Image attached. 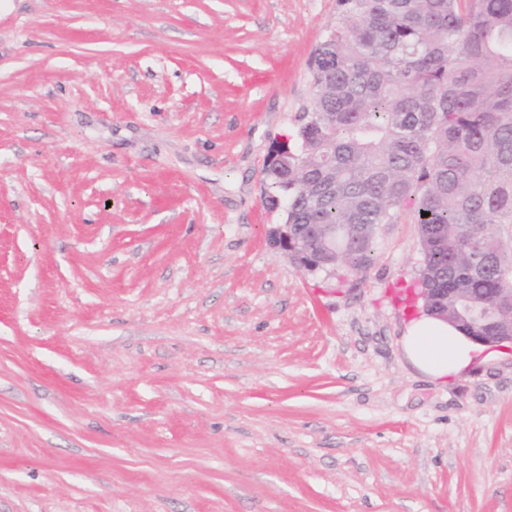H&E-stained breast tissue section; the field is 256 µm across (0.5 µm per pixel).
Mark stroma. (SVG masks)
I'll list each match as a JSON object with an SVG mask.
<instances>
[{
	"mask_svg": "<svg viewBox=\"0 0 512 512\" xmlns=\"http://www.w3.org/2000/svg\"><path fill=\"white\" fill-rule=\"evenodd\" d=\"M336 0L0 17V512H512V347L401 337L410 215L360 273L270 243Z\"/></svg>",
	"mask_w": 512,
	"mask_h": 512,
	"instance_id": "35a3bbf8",
	"label": "stroma"
}]
</instances>
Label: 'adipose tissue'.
I'll return each mask as SVG.
<instances>
[{"label":"adipose tissue","mask_w":512,"mask_h":512,"mask_svg":"<svg viewBox=\"0 0 512 512\" xmlns=\"http://www.w3.org/2000/svg\"><path fill=\"white\" fill-rule=\"evenodd\" d=\"M402 344L408 360L434 380L460 372L479 352L460 330L424 314L409 321Z\"/></svg>","instance_id":"1"}]
</instances>
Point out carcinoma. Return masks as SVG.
<instances>
[{
    "label": "carcinoma",
    "mask_w": 512,
    "mask_h": 512,
    "mask_svg": "<svg viewBox=\"0 0 512 512\" xmlns=\"http://www.w3.org/2000/svg\"><path fill=\"white\" fill-rule=\"evenodd\" d=\"M288 163L266 169L294 232L370 264L409 209L424 288L512 293V0H336ZM428 216H422V213Z\"/></svg>",
    "instance_id": "obj_1"
}]
</instances>
